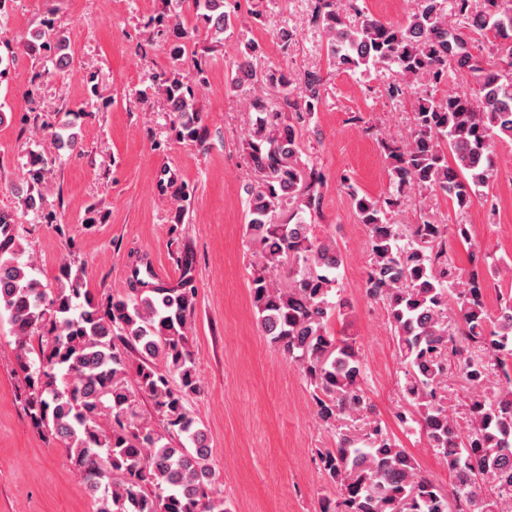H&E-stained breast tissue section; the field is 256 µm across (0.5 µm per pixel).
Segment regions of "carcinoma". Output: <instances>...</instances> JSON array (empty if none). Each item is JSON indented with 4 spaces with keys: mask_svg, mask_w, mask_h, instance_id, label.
<instances>
[{
    "mask_svg": "<svg viewBox=\"0 0 512 512\" xmlns=\"http://www.w3.org/2000/svg\"><path fill=\"white\" fill-rule=\"evenodd\" d=\"M169 2V14L148 22L169 46L168 68L154 82L176 138L202 148L207 128L197 95L208 79L189 48L201 31L208 40L201 52L224 46L238 0ZM310 23L336 69L392 71V97L427 87L414 101L409 137L382 141L394 192L381 199L352 183L346 190L369 228L365 292L385 305L406 366L411 414L400 417L417 424L452 474L447 492L377 424L362 436L340 430L336 447L318 452L339 493L322 512H512V292L490 317L484 284L497 266L459 272L442 225L425 216L405 233L388 218L410 189L444 194L462 211L488 195L496 145L512 142V0H417L401 24L369 15L359 0H312ZM68 48L49 22L28 43L56 69L72 62ZM262 55L255 40L241 42L230 80L234 90L259 84L271 92L245 100L249 127L241 141L252 173L246 237L259 257L252 301L262 335L300 369L318 418L333 426L370 404L353 338L328 329L333 316L346 315L336 290L342 254L335 239L315 237L307 222L323 199V176L302 155L324 80L318 71L263 64ZM450 79L462 89L443 90ZM65 128L51 132L53 144L81 154L75 135L63 137ZM49 164L42 153L30 155V190H40ZM173 187L181 200L191 196L176 172L161 169L158 194ZM24 255L19 225L1 212L0 322L14 337L20 400L32 425L66 449L96 495V512H227L214 492L207 435L189 409L201 391L188 342L197 304L191 263L180 262L176 282L155 283L138 256L124 295L98 300L83 288L74 262L63 263L50 288ZM452 298L454 329L445 315ZM453 371L470 389L464 429L438 396ZM141 397L156 421L138 411Z\"/></svg>",
    "mask_w": 512,
    "mask_h": 512,
    "instance_id": "cac0c4a2",
    "label": "carcinoma"
}]
</instances>
